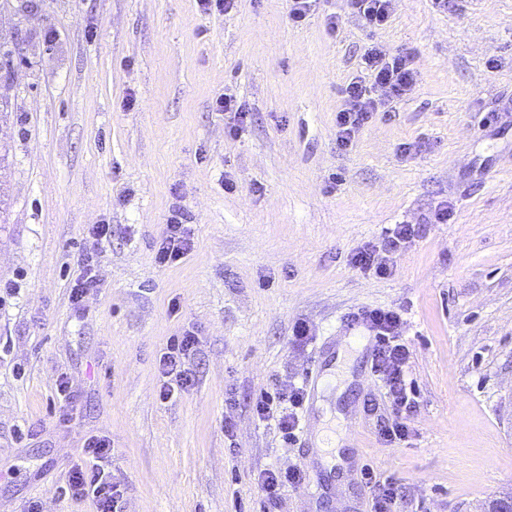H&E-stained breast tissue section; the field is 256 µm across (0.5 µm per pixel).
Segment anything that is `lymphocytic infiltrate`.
I'll use <instances>...</instances> for the list:
<instances>
[{"label": "lymphocytic infiltrate", "mask_w": 512, "mask_h": 512, "mask_svg": "<svg viewBox=\"0 0 512 512\" xmlns=\"http://www.w3.org/2000/svg\"><path fill=\"white\" fill-rule=\"evenodd\" d=\"M415 83L416 72L408 56H390L374 45L365 49L363 74L347 84L343 107L336 115L338 144L344 148L351 146L356 134L375 113L386 111L390 101L406 95ZM380 89L385 90V98H377L376 92ZM415 234L413 225H394L378 241L358 248L350 262L361 273L388 276L396 256ZM194 235V229L187 224L183 213L172 210L165 232L156 244L157 262L168 265L183 259L194 247ZM354 319L374 340L371 369L382 381L386 397L394 405H409L412 393L407 383L410 350L399 334L402 324L400 313L392 309H372L355 314ZM195 343L194 334L189 331L168 344L160 358L164 378L160 399H168L173 388L192 384L194 375L190 358ZM304 402L303 387L294 385L274 395L266 392L256 395L252 409L259 419L276 420L280 433L290 439L299 428L298 411ZM84 454L83 463L71 470L65 486H62V495L90 500L95 512H120L125 487L104 467L112 455L109 440L94 437L86 440Z\"/></svg>", "instance_id": "obj_1"}]
</instances>
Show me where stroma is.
I'll use <instances>...</instances> for the list:
<instances>
[{
  "instance_id": "obj_1",
  "label": "stroma",
  "mask_w": 512,
  "mask_h": 512,
  "mask_svg": "<svg viewBox=\"0 0 512 512\" xmlns=\"http://www.w3.org/2000/svg\"><path fill=\"white\" fill-rule=\"evenodd\" d=\"M374 44L410 56L418 83L345 149L336 113ZM227 88L250 112L236 136L212 107ZM175 208L194 247L162 266ZM103 221L99 286L77 308ZM394 224L420 232L392 274L357 271L352 253ZM1 281L17 288L0 297V512H94L59 494L90 435L112 441L122 512H369L358 478L338 504L301 484L265 501L259 474L301 466L300 445L251 401L302 384L325 338L372 308L403 317L411 406L357 350L326 411L355 414L361 461L400 512H483L512 487V0H397L379 29L347 0L299 25L287 0L227 16L0 0ZM189 329L195 382L161 400L159 358ZM398 418L411 432L390 448L379 429ZM95 249L87 251L83 254L80 262L79 274L74 280L72 286V301L74 304H80L84 297L93 289L97 288V264L95 258Z\"/></svg>"
}]
</instances>
